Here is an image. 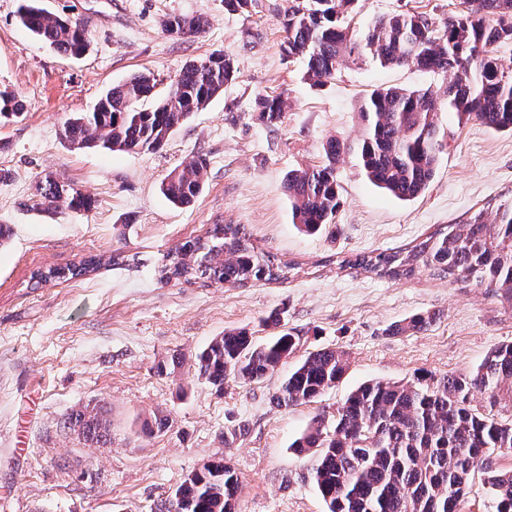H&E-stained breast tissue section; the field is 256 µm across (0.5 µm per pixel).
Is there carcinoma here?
<instances>
[{"label": "carcinoma", "instance_id": "1", "mask_svg": "<svg viewBox=\"0 0 512 512\" xmlns=\"http://www.w3.org/2000/svg\"><path fill=\"white\" fill-rule=\"evenodd\" d=\"M356 0H288L284 12V51L300 55L315 84L336 76L343 62L365 54L380 64L455 72L445 98L429 90L376 89L363 99L361 137L352 143L334 138L323 146L324 161L291 170L285 188L294 224L315 233L333 223L340 207L336 165L344 154L356 158L367 179L402 201L427 190L435 176L448 135L442 113L461 121L472 118L494 130L512 131V70L499 65L495 48L512 42V0H462L464 9L439 24L425 13L401 12L377 20L356 35L348 17ZM19 17L36 38L57 52L77 57L86 48L80 23L20 0ZM208 20L173 16L166 31L177 37L198 36ZM237 73L233 58L213 53L186 64L151 108L155 78L136 74L112 86L91 112H77L62 127L74 147L112 152L155 153L194 113L224 91ZM286 100L267 95L257 101L259 119L273 130L282 122ZM24 103L0 91V118L17 116ZM204 163L191 160L161 182L163 195L187 206L199 195ZM38 205L64 204L87 211L92 200L68 191L51 173L38 185ZM100 259L33 272L34 285L69 281L93 271ZM342 268L364 269L392 279L411 276L422 265L450 283H471L512 301V205L498 208L493 220L473 213L465 224H450L401 252L358 254L339 260ZM294 268L255 246L242 224H213L204 237L186 241L163 256L159 280L192 284L231 283L241 288L278 281ZM435 316L418 313L394 323L392 336L417 333ZM296 348V338L280 333L257 343L244 329L216 336L197 357V372L222 388L228 380L251 382L274 371ZM346 370L343 354L322 349L309 354L278 387L273 400L288 408L314 402L335 386ZM485 394V409L472 405L473 392ZM512 404V344L492 349L466 374L440 378L419 375L407 382L374 381L355 389L327 427L320 418L292 447L300 454L318 449L312 481L326 512H458L476 471L487 475L490 512H512V469L495 460L512 454V422L498 409ZM65 425L96 444L112 442L111 424L96 409L70 414ZM239 477L224 458L192 472L163 501L158 512H236Z\"/></svg>", "mask_w": 512, "mask_h": 512}]
</instances>
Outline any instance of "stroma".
<instances>
[{
	"instance_id": "1",
	"label": "stroma",
	"mask_w": 512,
	"mask_h": 512,
	"mask_svg": "<svg viewBox=\"0 0 512 512\" xmlns=\"http://www.w3.org/2000/svg\"><path fill=\"white\" fill-rule=\"evenodd\" d=\"M18 4L0 0V90L25 102L18 118L0 124V169L9 172L0 224L11 228L0 246V512H151L218 457L240 477L237 512H325L310 481L316 454L291 447L314 417L332 423L363 383L464 373L512 343V305L486 289L423 268L395 281L336 265L512 204V132L444 113L448 145L424 195L394 198L348 156L336 168L334 227L306 234L292 222L286 174L320 164L328 139L360 138L366 94L394 86L440 96L453 73L385 67L366 55L312 85L284 51L286 0H254L248 17L227 12L224 0H42L84 28L88 47L76 58L22 27ZM459 8L460 0H357L351 26L362 31L406 9L440 23ZM178 15L207 17L205 33L169 35L164 23ZM215 52L234 58L236 79L161 151L76 149L63 138L64 121L112 85L150 72L160 97L186 62ZM273 93L287 102L274 131L256 112ZM196 158L205 162L203 188L190 205L174 206L160 184ZM48 172L90 197L91 209L37 207L36 186ZM216 223L246 225L260 247L302 263L303 273L249 288L160 282L163 255ZM115 254L123 264H110ZM89 256L103 260L91 275L32 287L33 271ZM273 311L298 341L285 363L262 380L220 388L199 377L196 358L212 338L243 328L265 340L261 319ZM425 311L439 315L428 331L389 335L392 324ZM322 348L344 355L340 381L316 402L275 406L288 372ZM86 406L110 420L111 445L64 428ZM239 425L244 435L225 441Z\"/></svg>"
}]
</instances>
